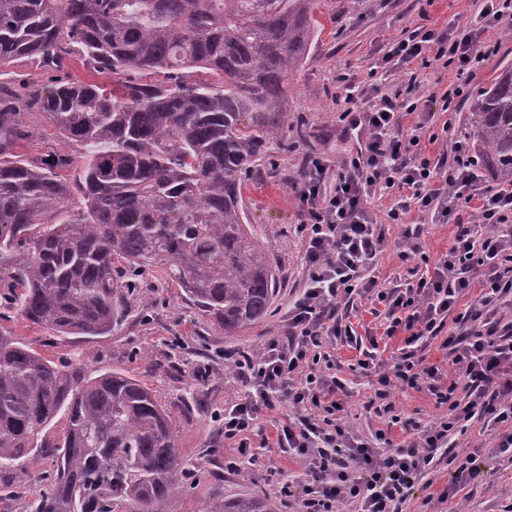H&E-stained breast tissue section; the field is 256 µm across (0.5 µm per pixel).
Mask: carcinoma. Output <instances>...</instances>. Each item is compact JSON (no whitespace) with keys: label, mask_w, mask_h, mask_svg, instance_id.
Instances as JSON below:
<instances>
[{"label":"carcinoma","mask_w":512,"mask_h":512,"mask_svg":"<svg viewBox=\"0 0 512 512\" xmlns=\"http://www.w3.org/2000/svg\"><path fill=\"white\" fill-rule=\"evenodd\" d=\"M319 3L0 0V283L21 289L9 307L54 336H106L155 270L226 336L263 322L278 275L247 224L243 175L278 145L283 76L322 32ZM70 54L98 80L25 96L3 78L20 62L60 71ZM177 67L217 79L187 83ZM34 109L80 163L19 158ZM468 111L482 165L512 181V67ZM60 414L66 436L34 512H169L185 466L152 390L117 371L89 378L0 332V471L26 473ZM210 512L277 507L250 494Z\"/></svg>","instance_id":"obj_1"}]
</instances>
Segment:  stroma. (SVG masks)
<instances>
[{
  "instance_id": "35a3bbf8",
  "label": "stroma",
  "mask_w": 512,
  "mask_h": 512,
  "mask_svg": "<svg viewBox=\"0 0 512 512\" xmlns=\"http://www.w3.org/2000/svg\"><path fill=\"white\" fill-rule=\"evenodd\" d=\"M478 0H433L420 8L418 0H322L318 18L323 31L309 60L284 81L288 125L283 146L275 148L263 161L268 177L244 180L243 198L248 220L272 264L278 269L281 286L272 304L271 315L251 330L226 336L206 317L197 314L177 287L163 284L158 273H147L142 293L128 308L121 326L110 335L94 338L49 335L32 325L0 301V331L27 344L41 357L61 364L79 359L89 375L121 371L144 382L158 402L176 418L177 453L189 470L188 479L176 489L171 512H209L227 499L261 491L276 504L278 512H299V494L285 495V484L295 483L305 471L302 458L292 457L270 445L275 421L286 419L288 406L262 413L258 429L251 437L247 454H239L225 441L222 419L224 406L246 386L238 378L232 356L261 348L286 331L284 315L301 286L304 272V235L300 229L304 211L296 197L303 169L311 157H321L329 168L325 188L336 180L334 165L347 147L338 116L345 105L338 96V78L347 74L365 80L370 67L381 62L389 41L409 35L418 27L446 28L449 21L468 19L478 11ZM512 18H503L489 30L486 40L493 53L485 60L477 79L466 86L463 96L453 98L448 111H436L420 135V146L428 155L445 152L448 144L465 142L477 152L480 142L467 103L473 95L491 86L494 79L512 65ZM418 77L425 90L436 94L457 85L455 68L423 66L416 62L392 67L385 90L391 97H404L410 77ZM34 135L19 150L28 158H44L53 153H74L54 125L39 112L27 117ZM396 195L373 200L369 206L386 246L373 274L380 287L392 289L413 279L415 274L434 268L448 253L457 231L455 225L425 223L419 249L401 259L399 244L404 228L390 223L386 213ZM382 304L368 299L355 301L348 321L363 344H375L377 362L391 364L405 346L404 333L386 336ZM359 353L337 344L336 361L345 388L337 397L343 402L338 418L357 439H369L384 432L393 444L409 441L404 422L423 426L446 416V406L437 404L429 392L393 388V414H377L369 402L374 399L376 377L360 369ZM497 427L486 419H474L467 434L456 436L451 454L439 455L437 465L418 478L403 512H512V461H495L490 478L460 481L456 496L440 501L439 495L455 480L457 466L450 455L465 456L470 446H478L479 459L496 444ZM25 472L0 473V512H31L39 490L54 475L49 454H33Z\"/></svg>"
}]
</instances>
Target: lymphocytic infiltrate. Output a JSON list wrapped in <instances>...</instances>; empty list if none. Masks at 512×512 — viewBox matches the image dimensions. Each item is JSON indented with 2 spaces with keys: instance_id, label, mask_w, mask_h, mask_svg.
<instances>
[{
  "instance_id": "lymphocytic-infiltrate-1",
  "label": "lymphocytic infiltrate",
  "mask_w": 512,
  "mask_h": 512,
  "mask_svg": "<svg viewBox=\"0 0 512 512\" xmlns=\"http://www.w3.org/2000/svg\"><path fill=\"white\" fill-rule=\"evenodd\" d=\"M482 3L467 21L443 31L416 30L391 42L384 63L402 66L429 52L443 66H455L458 75L476 79L493 52L486 33L512 16V0ZM369 77L366 84L346 75L340 79L346 105L341 120L352 146L336 161L333 190L322 193L327 166L316 158L298 192L307 216L301 226L304 277L288 307V334L267 342L259 356L237 361V374L249 390L224 409V437L243 451L261 408L283 401L292 407V415L276 426V444L306 462L301 512H337L345 502L355 512H400L413 477L433 466L455 425L479 412L499 429L492 458H512V325L495 318L504 299L512 297V275L506 270L512 238L495 231L512 218V183L483 185L477 159L459 142L451 154L425 155L419 135L402 134L404 118L418 110V98L396 101L384 93L377 68H370ZM393 189L402 195L387 213L392 223L413 213L445 221L470 208L477 220L458 224L453 246L430 277L386 291L370 274L385 244L368 204ZM475 273L482 277L479 304L456 314L459 296L471 288ZM369 292L386 305L387 335L406 331L408 347L387 370H376L372 352L359 360L361 369L377 372L376 398L387 399L391 387L400 384L428 391L448 407L446 421L418 430L400 448L384 445L381 432L372 443L354 439L336 420L342 409L336 392L344 383L328 347L350 334L342 326L340 305ZM451 318L465 325L464 333L443 336ZM436 336L442 337L449 362L462 370V381L440 386L438 367L424 366L417 357L416 347Z\"/></svg>"
}]
</instances>
